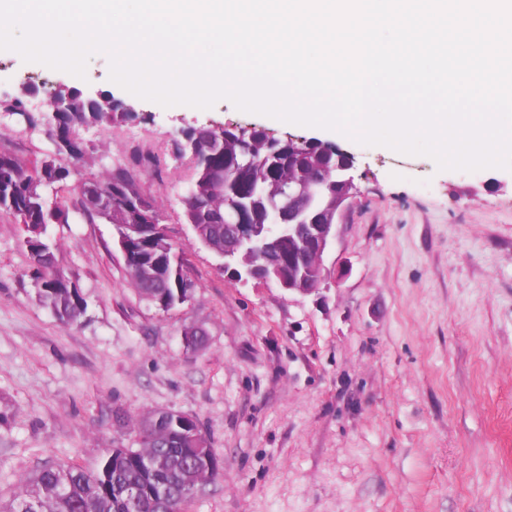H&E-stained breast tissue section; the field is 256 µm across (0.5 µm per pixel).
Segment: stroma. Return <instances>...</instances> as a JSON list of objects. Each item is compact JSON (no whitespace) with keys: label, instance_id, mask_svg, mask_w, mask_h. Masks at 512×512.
<instances>
[{"label":"stroma","instance_id":"1","mask_svg":"<svg viewBox=\"0 0 512 512\" xmlns=\"http://www.w3.org/2000/svg\"><path fill=\"white\" fill-rule=\"evenodd\" d=\"M0 151L36 165L56 146L48 92L110 95L133 119L81 126L64 197L107 169L161 207L197 286L163 312L133 287L112 225L53 224L58 268L87 310L71 325L41 302L21 224L0 211V502L46 464L84 469L137 445L153 410L192 416L221 462L184 512H512V170L440 171L427 156L238 110L161 106L109 78L0 51ZM257 126L337 144L360 192L324 262L340 280L308 296L227 279L183 217L187 127ZM206 331L186 351V328Z\"/></svg>","mask_w":512,"mask_h":512}]
</instances>
